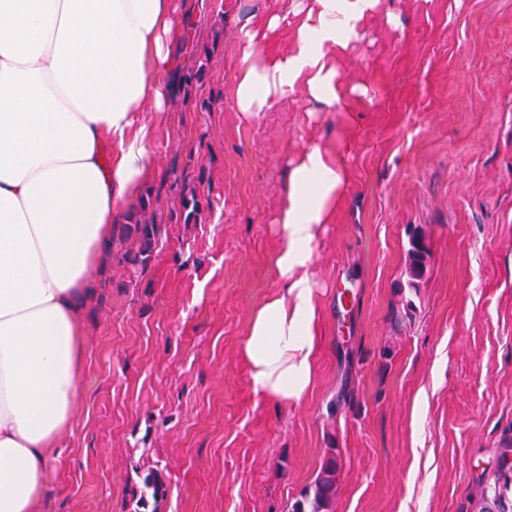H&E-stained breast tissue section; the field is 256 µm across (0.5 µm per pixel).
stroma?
Masks as SVG:
<instances>
[{"label": "stroma", "instance_id": "1", "mask_svg": "<svg viewBox=\"0 0 512 512\" xmlns=\"http://www.w3.org/2000/svg\"><path fill=\"white\" fill-rule=\"evenodd\" d=\"M182 45L215 51L198 112L154 127L153 210L199 167L197 224L163 221L145 269L105 254L85 313L83 397L44 512H291L329 455L335 512H472L479 476L512 440V0H379L336 57L333 105L303 90L238 112L241 26L261 56L293 47L312 0H174ZM280 18L268 30L272 18ZM342 161L345 190L313 244L324 341L297 404L255 395L241 348L276 292L277 214L300 153ZM429 271L406 272L412 230Z\"/></svg>", "mask_w": 512, "mask_h": 512}]
</instances>
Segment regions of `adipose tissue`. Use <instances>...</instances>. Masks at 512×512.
Listing matches in <instances>:
<instances>
[{
  "label": "adipose tissue",
  "instance_id": "ef3b65f1",
  "mask_svg": "<svg viewBox=\"0 0 512 512\" xmlns=\"http://www.w3.org/2000/svg\"><path fill=\"white\" fill-rule=\"evenodd\" d=\"M378 0H316L291 51L256 34L234 76L253 117L303 88L340 97L336 52ZM187 27L172 0H0V512H40L82 395L84 314L115 224L147 181L149 125L176 91L171 52ZM340 159L313 146L288 174L277 216V293L250 316L253 392L300 402L315 376L321 313L310 268L343 190Z\"/></svg>",
  "mask_w": 512,
  "mask_h": 512
}]
</instances>
